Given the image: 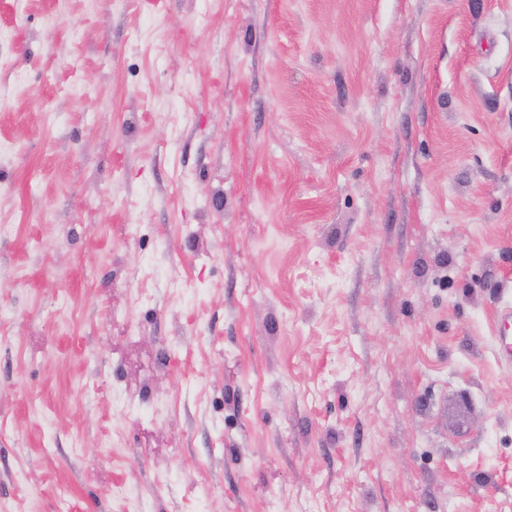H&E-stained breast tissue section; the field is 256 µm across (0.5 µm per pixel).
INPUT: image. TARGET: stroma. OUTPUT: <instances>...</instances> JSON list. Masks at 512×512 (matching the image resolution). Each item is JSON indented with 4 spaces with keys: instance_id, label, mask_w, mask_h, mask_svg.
<instances>
[{
    "instance_id": "35a3bbf8",
    "label": "stroma",
    "mask_w": 512,
    "mask_h": 512,
    "mask_svg": "<svg viewBox=\"0 0 512 512\" xmlns=\"http://www.w3.org/2000/svg\"><path fill=\"white\" fill-rule=\"evenodd\" d=\"M0 512H512V0H0ZM512 308L505 307L500 315L497 331V348L501 357L512 359Z\"/></svg>"
}]
</instances>
